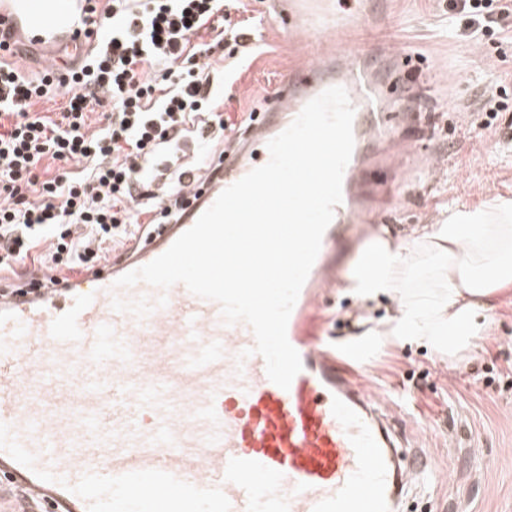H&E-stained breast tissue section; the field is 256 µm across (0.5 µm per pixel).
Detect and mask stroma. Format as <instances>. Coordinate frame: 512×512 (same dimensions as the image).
Returning a JSON list of instances; mask_svg holds the SVG:
<instances>
[{"label": "stroma", "mask_w": 512, "mask_h": 512, "mask_svg": "<svg viewBox=\"0 0 512 512\" xmlns=\"http://www.w3.org/2000/svg\"><path fill=\"white\" fill-rule=\"evenodd\" d=\"M268 2H239L234 17L251 27L238 67L228 74L224 60H211L223 75L227 112L263 111L287 87L289 72L315 58L314 38L287 36L269 16ZM370 8L378 23L336 36L337 52L366 56L380 70L386 48L418 58L420 70L397 79L388 121L395 137L410 143L406 162L439 153L454 162L445 178L428 184H390L385 172L372 170L371 181L384 184L390 198L381 225L400 234L437 223L455 207L512 197V150L496 144L499 129L512 125V32L479 43L455 35L448 0H372ZM499 78L507 81L504 106L483 112ZM378 226L347 227L336 247L337 284L322 298L315 325L339 349L357 340L362 322L380 326L392 309L384 297L361 309L341 286L348 261ZM336 361L379 399L411 396L409 408H393L395 428L429 455L439 477L431 486L406 489L401 512H512L511 304L495 310L488 335L459 364L440 362L416 344H388L360 361L342 355Z\"/></svg>", "instance_id": "35a3bbf8"}]
</instances>
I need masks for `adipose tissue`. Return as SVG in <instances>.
<instances>
[{
	"label": "adipose tissue",
	"instance_id": "1",
	"mask_svg": "<svg viewBox=\"0 0 512 512\" xmlns=\"http://www.w3.org/2000/svg\"><path fill=\"white\" fill-rule=\"evenodd\" d=\"M16 15L72 18L76 0H7ZM346 291L360 304L387 297L393 311L382 329L364 333L358 348L380 342L426 343L443 360L456 361L485 335L490 313L512 289V199L495 197L476 209L456 208L438 224L407 238L377 233L365 241L344 275Z\"/></svg>",
	"mask_w": 512,
	"mask_h": 512
}]
</instances>
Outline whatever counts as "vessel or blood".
I'll use <instances>...</instances> for the list:
<instances>
[{"label": "vessel or blood", "instance_id": "b4317fda", "mask_svg": "<svg viewBox=\"0 0 512 512\" xmlns=\"http://www.w3.org/2000/svg\"><path fill=\"white\" fill-rule=\"evenodd\" d=\"M276 20L287 34L317 36L360 23L336 0H281ZM332 86L348 92L355 139L382 150L373 161L353 152L344 172L342 202L288 321L303 368L285 390L253 353L251 328L225 324L217 302L180 283L163 293L116 282L266 164L268 142ZM385 92L360 64L317 58L225 152L216 175L186 177L178 223L80 278L47 288L31 269L25 286L0 292V480L24 490L22 512H398L403 489L429 479L423 456L402 466L391 418L304 327L343 226L380 220L368 170L401 172L387 147ZM116 297L155 307L139 318L114 311Z\"/></svg>", "mask_w": 512, "mask_h": 512}]
</instances>
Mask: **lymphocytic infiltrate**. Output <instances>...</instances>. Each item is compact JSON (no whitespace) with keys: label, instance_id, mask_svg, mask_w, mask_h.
<instances>
[{"label":"lymphocytic infiltrate","instance_id":"f902f5d3","mask_svg":"<svg viewBox=\"0 0 512 512\" xmlns=\"http://www.w3.org/2000/svg\"><path fill=\"white\" fill-rule=\"evenodd\" d=\"M223 0H85L87 60L30 77L16 30L0 15V268L37 262L54 285L92 270L140 225L184 210V174L158 158L194 138L198 168L223 160L236 125L223 115L209 60L245 27ZM512 0H456L450 19L471 40L505 31ZM62 98L61 112L36 109ZM48 244L46 256L37 249Z\"/></svg>","mask_w":512,"mask_h":512}]
</instances>
